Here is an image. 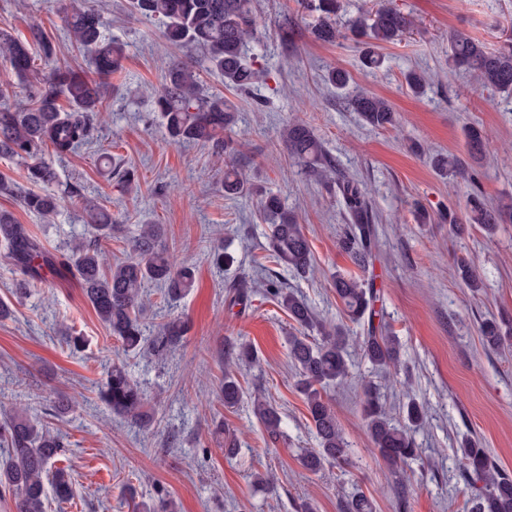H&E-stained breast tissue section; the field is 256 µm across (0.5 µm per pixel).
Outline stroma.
<instances>
[{"mask_svg":"<svg viewBox=\"0 0 512 512\" xmlns=\"http://www.w3.org/2000/svg\"><path fill=\"white\" fill-rule=\"evenodd\" d=\"M90 3L102 14L107 36L124 45V68L111 79L94 139L52 159L70 190L54 223L23 209L14 195L0 194V210L12 212L53 253L85 232V202L99 203L118 224L107 244L113 263L130 256L137 225H163L167 249L194 267L195 283L177 300L146 283L141 321L147 335L177 320L183 337L171 352L125 356L67 272L29 294L17 293L0 242V300L13 311L0 321V407H29L70 444L61 463L74 479V497L50 502L47 512H129L132 498L165 499L175 512H300L305 500L314 501L318 512H340V501L355 492L372 497L376 512H466L470 488L455 453L466 438L488 448L500 470L512 476V350L487 351L478 331L485 318L512 314V224L492 236L473 228L451 232L437 216L449 206L463 211L471 185L448 179L431 164L436 153L458 157L488 203L512 197V95L481 88L468 73L448 68L449 31H468L497 48L503 29L512 26V0H391L420 26L384 45V63L375 70L362 67L352 38L331 45L316 41L311 19L296 0H255L267 44L259 61L262 78L241 94L216 75H201L206 91L223 94L238 109L232 133L238 148L229 161L251 191L236 198L224 194L229 161L198 144L169 143L155 110L168 64L190 61V53L164 40L163 19L131 16L127 0ZM69 4L0 0V31L25 38L30 26H40L61 64L87 65L62 26ZM332 67L348 70L354 87L387 98L398 127L374 129L347 111L342 94L323 80ZM410 70L424 75L423 95L407 87ZM292 117L307 121L338 172L366 189L378 217L377 258L367 275L383 293L386 330L401 344L399 373H378L354 357L347 380L328 390L351 463L315 474L299 459L317 440L288 358L295 325L263 288L279 282L305 300L319 321L336 325L345 317L331 276L357 268L340 244L351 218L337 187L288 156L282 132ZM473 125L489 143L479 162L470 160L466 146L465 129ZM263 191L281 194L297 214L314 254L313 275L301 277L264 260L268 226L257 205ZM214 251L227 252L232 263L215 264ZM461 258L479 271L478 292L460 284ZM239 283L251 298L234 306L226 288ZM71 334L82 337L81 349L66 345ZM229 339L247 341L257 356L256 364L239 371L245 395L233 409L217 395ZM118 360L146 391L153 411L147 428L130 426L98 398L106 365ZM370 384L379 387L390 410L411 397L427 409L425 425L414 434L421 457L397 477L363 428ZM62 393L76 397L78 405L59 420L52 410ZM256 395L279 408V439H271L253 415ZM229 437L240 443L237 455L224 452ZM266 472L275 477V493L254 483L255 475ZM403 486L409 490L404 509L398 506Z\"/></svg>","mask_w":512,"mask_h":512,"instance_id":"35a3bbf8","label":"stroma"}]
</instances>
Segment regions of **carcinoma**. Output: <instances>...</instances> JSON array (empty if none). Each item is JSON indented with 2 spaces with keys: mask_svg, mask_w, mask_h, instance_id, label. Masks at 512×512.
<instances>
[{
  "mask_svg": "<svg viewBox=\"0 0 512 512\" xmlns=\"http://www.w3.org/2000/svg\"><path fill=\"white\" fill-rule=\"evenodd\" d=\"M305 11L317 14L313 36L333 43L344 34L366 38L363 64L376 69L383 63L379 49L400 40L417 26L410 13L377 0L365 13L348 19L344 29L336 27L339 0H297ZM130 12L143 18L161 17L166 21L164 37L172 45L190 52L198 51L202 66L224 80V87L247 92L260 74L256 68L259 54H248L249 44L260 45L252 0H129ZM64 25L78 49L86 52L93 77H83L61 65L56 48L44 30L29 28L30 38L20 40L0 33V60L8 63L25 81L24 99L14 109H0V157L25 163L27 181L32 188L20 190L0 178V193L15 192L23 207L49 222L57 213L62 196L55 190L56 172L46 158L50 148L57 155L90 142L96 120L110 94L109 79L122 69V47L105 38L97 11L73 0L66 11ZM39 52L45 73L34 74L32 51ZM448 64L473 74L484 88L512 92V35L502 46L490 52L484 43L461 30L449 36ZM349 110L375 129H391L399 120L390 101L382 96L356 90L347 97ZM156 106L165 120L172 143L195 142L209 147L217 155L234 151L224 131L236 123L235 106L220 94L207 93L198 73L183 62L168 66L164 84L156 95ZM468 152L478 161L486 151L485 138L478 128L466 130ZM284 140L290 157L323 183L336 182L353 224L342 245L353 262L364 268L375 247L376 215L365 199L358 181L336 177V166L312 128L296 119L288 121ZM434 167L450 179L470 178L469 169L449 156H438ZM247 190L245 182L231 166L224 170V193L239 195ZM92 232L73 241L59 255L46 251L41 242L13 214L0 210V241L8 248L16 267L18 290L35 288L47 282L45 271L62 267L82 288L86 300L107 325L112 337L125 353L149 350L163 353L175 349L182 337V326L172 322L155 336L143 334L139 312L145 307V283L157 281L171 296H180L194 284L193 268L177 263L162 242L161 224H141L132 238L133 256L120 263L105 262L102 241L112 237V215L104 208L85 206ZM259 211L269 225L266 250L274 262L305 274L313 267V255L307 236L294 211L278 194L260 196ZM466 221L484 233L493 234L501 224L512 223V200L496 206L484 202L473 192L466 199ZM457 275L472 290L482 287L476 269L468 262H457ZM345 317L363 323V335L351 336L343 325L319 323L308 305L294 292L270 284L266 293L275 297L288 317L301 328L288 336V354L299 376L298 386L318 439V448L301 454L303 468L311 473L325 464L347 465L350 448L336 414L325 399L327 389L341 384L348 376L349 343H354L362 359L372 368L388 372L400 362V343L386 335L376 303L380 291L374 281L340 273L331 280ZM318 330L320 339L312 340L306 331ZM484 345L497 351L512 345V316L489 318L481 322ZM228 362L224 368L221 394L224 407L234 408L243 395L236 367L256 363L253 348L243 342L227 344ZM100 400L114 413L132 423L146 426L151 413L140 383L120 364H112L98 387ZM254 416L267 433L281 435L282 415L263 397L252 402ZM408 425L394 422L376 388H366L363 423L373 449L392 473L399 472L417 459L419 448L410 427L422 425L427 412L422 403L410 399L402 407ZM7 457L0 463V490L15 496L17 512H46L47 489L64 502L73 499L70 472L54 466L66 445L50 432L38 414L27 407H13L0 418V447ZM465 467L464 478L481 483L468 502L467 512H512V477L499 471L487 449L472 440L456 449ZM341 512H373V503L355 493L340 503Z\"/></svg>",
  "mask_w": 512,
  "mask_h": 512,
  "instance_id": "obj_1",
  "label": "carcinoma"
}]
</instances>
